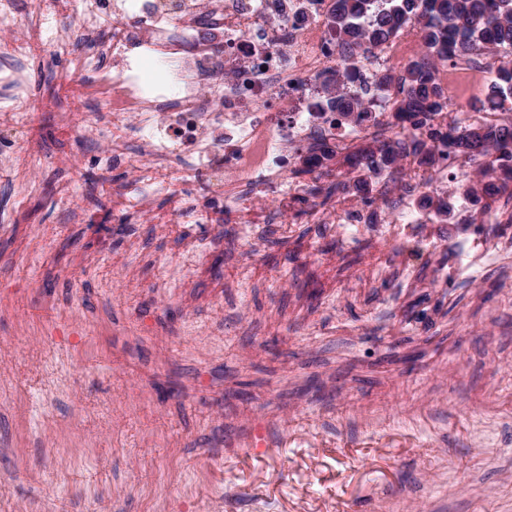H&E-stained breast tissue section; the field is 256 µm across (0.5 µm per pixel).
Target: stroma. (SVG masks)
<instances>
[{
  "mask_svg": "<svg viewBox=\"0 0 512 512\" xmlns=\"http://www.w3.org/2000/svg\"><path fill=\"white\" fill-rule=\"evenodd\" d=\"M68 57H30L0 153V512H512V196L389 248L330 228L353 192L117 223L133 173L61 120ZM370 194L388 220L424 191ZM474 220L503 262L440 287Z\"/></svg>",
  "mask_w": 512,
  "mask_h": 512,
  "instance_id": "stroma-1",
  "label": "stroma"
}]
</instances>
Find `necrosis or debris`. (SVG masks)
<instances>
[{"mask_svg":"<svg viewBox=\"0 0 512 512\" xmlns=\"http://www.w3.org/2000/svg\"><path fill=\"white\" fill-rule=\"evenodd\" d=\"M40 25H13L0 46V133L17 125L15 105L28 94L25 63L35 45L69 51L73 31L93 50L71 56L87 102L111 116L101 136L100 161L135 170V184L113 195V213H138L161 224L152 198L165 193L181 223L200 222L185 204L183 186L221 178L214 213L254 221V199L271 193L282 207L307 204L309 193L288 180L295 153L316 137L333 138L321 112V86L341 51L328 37V0H31ZM112 70L99 68V58ZM178 60L177 87L143 83L141 58ZM184 167L173 168L175 159ZM499 250L480 231L453 244V262L437 268V282L477 276L494 267Z\"/></svg>","mask_w":512,"mask_h":512,"instance_id":"obj_1","label":"necrosis or debris"}]
</instances>
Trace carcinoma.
Instances as JSON below:
<instances>
[{
    "label": "carcinoma",
    "instance_id": "carcinoma-1",
    "mask_svg": "<svg viewBox=\"0 0 512 512\" xmlns=\"http://www.w3.org/2000/svg\"><path fill=\"white\" fill-rule=\"evenodd\" d=\"M329 31L346 54L324 81V92L336 126L358 123L372 111V100L352 97L348 84L353 56H374L405 29L415 32L424 50L422 58L411 60L398 70H386L376 79L382 91L397 87L390 112L397 123H408L412 133L372 142L348 154L345 162L352 181L327 188L314 186L312 197L328 200L350 188L363 194L366 203L369 178L383 170H400L399 162L413 154L419 164L439 167L448 158L462 159L476 166L477 179L464 196L479 199L509 188L512 183V122L446 125L437 116L448 111V98L438 73V65L454 66L474 56L490 52L502 54L496 75L490 78L487 98L503 112H512V0H333L329 11ZM336 150L321 140L308 148L303 164L310 171H327ZM451 192L423 204L433 209L440 222L453 217Z\"/></svg>",
    "mask_w": 512,
    "mask_h": 512
}]
</instances>
